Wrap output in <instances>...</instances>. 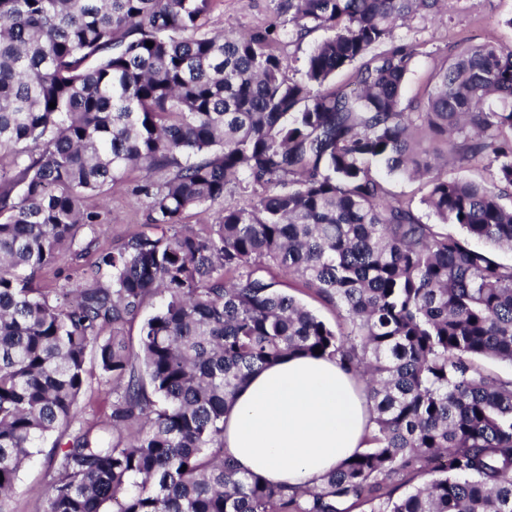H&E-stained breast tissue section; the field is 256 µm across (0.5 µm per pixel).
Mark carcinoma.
Wrapping results in <instances>:
<instances>
[{
	"instance_id": "carcinoma-1",
	"label": "carcinoma",
	"mask_w": 512,
	"mask_h": 512,
	"mask_svg": "<svg viewBox=\"0 0 512 512\" xmlns=\"http://www.w3.org/2000/svg\"><path fill=\"white\" fill-rule=\"evenodd\" d=\"M213 2L0 0V512L53 434L45 512H512V377L474 363H512V263L474 245L512 249V49L458 47L406 104L418 44L394 31L444 0H280L296 41L328 32L300 70L280 22L214 33ZM479 165L490 182L457 175ZM133 168L151 231L38 288L99 243L88 201ZM218 201L207 231L183 224ZM315 355L365 384L375 447L312 487L240 472L236 391ZM90 357L117 392L106 429L79 421ZM378 174L388 183V188L394 198H412L420 208V214L425 222H434V217L429 216L428 210L419 205V200L424 194L422 184L419 181L408 179L400 175H389L384 168L378 169ZM83 260H76L67 257L55 268L46 271L41 280V284L45 288H56L65 283V278H70L71 282H75L82 276ZM283 281L282 286L288 294L294 296L298 301L306 305L322 320L334 325L336 323V311L329 305H326L313 293L303 289L297 288L294 285L288 286V278H281ZM161 303L160 297L148 300L136 317L125 326V333L129 336L130 345L134 351L138 349V340L143 323L156 312Z\"/></svg>"
}]
</instances>
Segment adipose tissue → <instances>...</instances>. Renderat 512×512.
<instances>
[{
    "mask_svg": "<svg viewBox=\"0 0 512 512\" xmlns=\"http://www.w3.org/2000/svg\"><path fill=\"white\" fill-rule=\"evenodd\" d=\"M362 388L336 361L289 357L250 376L224 417V450L274 485H316L371 447Z\"/></svg>",
    "mask_w": 512,
    "mask_h": 512,
    "instance_id": "ef3b65f1",
    "label": "adipose tissue"
}]
</instances>
